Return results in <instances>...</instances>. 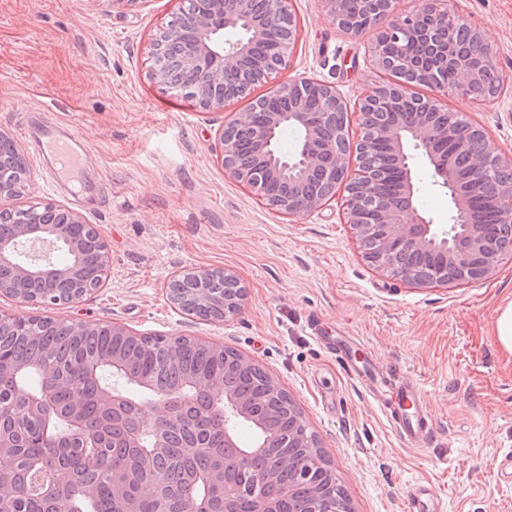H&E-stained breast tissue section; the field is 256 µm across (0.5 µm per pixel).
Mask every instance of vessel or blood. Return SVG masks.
I'll return each mask as SVG.
<instances>
[{"mask_svg": "<svg viewBox=\"0 0 512 512\" xmlns=\"http://www.w3.org/2000/svg\"><path fill=\"white\" fill-rule=\"evenodd\" d=\"M25 135L42 155L49 182L56 189L76 191L85 167V150L76 132L68 125L50 123L27 126ZM354 342L351 336L338 340L348 373L363 382L372 396L381 399L387 417L405 440L413 445L425 442L432 433V420L419 381L357 364L351 357ZM407 512L444 509L434 489L421 485L410 494Z\"/></svg>", "mask_w": 512, "mask_h": 512, "instance_id": "b4317fda", "label": "vessel or blood"}]
</instances>
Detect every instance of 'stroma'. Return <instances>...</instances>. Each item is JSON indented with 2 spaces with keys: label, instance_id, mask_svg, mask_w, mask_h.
Returning a JSON list of instances; mask_svg holds the SVG:
<instances>
[{
  "label": "stroma",
  "instance_id": "35a3bbf8",
  "mask_svg": "<svg viewBox=\"0 0 512 512\" xmlns=\"http://www.w3.org/2000/svg\"><path fill=\"white\" fill-rule=\"evenodd\" d=\"M489 42L500 89L485 101L448 92L503 155H512V0H444ZM179 0L138 11L107 0H0V130L24 142L34 119L71 125L83 139L97 192L76 200L47 186L43 162L24 206L55 200L95 224L112 256L108 282L83 301L46 310L0 297L22 317L119 323L143 336L221 344L275 377L294 399L339 478L353 512H405L431 485L445 512H512L499 456L512 450V353L497 342L512 301V257L493 276L414 289L364 259L346 222L345 187L321 210L288 216L228 176L215 145L224 114L199 108L152 73L146 44ZM293 54L273 82L308 76L333 83L349 109L346 135H361L355 107L387 81L374 60L375 31L338 27L322 0H291ZM233 271L244 289L224 321L176 311L172 273ZM359 339L358 356L419 379L433 421L422 446L404 440L381 405L310 335Z\"/></svg>",
  "mask_w": 512,
  "mask_h": 512
}]
</instances>
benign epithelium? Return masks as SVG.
<instances>
[{"label":"benign epithelium","instance_id":"7a95c632","mask_svg":"<svg viewBox=\"0 0 512 512\" xmlns=\"http://www.w3.org/2000/svg\"><path fill=\"white\" fill-rule=\"evenodd\" d=\"M249 0H197L193 32L177 35L178 19H173L153 35L148 54L156 70L155 75L177 89L166 64L159 58L157 46L163 39H173L182 58L185 72L193 76L195 100L205 110H222L233 98L223 92L235 80L237 71L247 62L253 45L269 39L279 26L295 24L290 0H268L264 20L254 21L247 13ZM385 7L375 14L369 29L378 31L373 54L379 67H388L387 58L392 47L399 48L401 64L417 70L421 82L433 91L429 97H414L409 87L395 82L377 84L359 102L360 125L373 120L370 106L386 99L393 112L379 128V138L385 140L387 154L401 173V180L392 192L381 189V181L374 174L367 159L372 143L350 146L348 140L336 137V126H325L310 117L307 103L316 97L326 114L345 117L346 105L336 86L311 77H298L279 83L269 91L276 98L288 99L286 112H269L263 124L253 122L251 112H227L224 126L218 134V157L225 172L247 188L260 200L270 201L268 188L288 181L297 187V194L282 206L284 214L314 212L345 184L347 223L351 224L360 240L373 242L367 260L382 274L399 279L414 288L447 287L467 281L485 279L494 274L501 260L512 255V235L492 236L485 225L476 222L471 213L469 194L460 189L464 180L482 192L495 196L505 222L512 223V185L499 183L490 177L491 163L512 166V156L501 155L488 136H483V151L474 155L473 131L477 127L463 112L454 113L455 122L437 120L441 110L439 97L452 88L473 100L484 98L479 82L486 77L491 50L484 33L447 9H441L434 0L426 6L405 14L395 11L394 0H384ZM468 31L473 41L461 55L448 53V40L457 30ZM293 123L302 131V140L293 155H275L274 143L284 123ZM242 127L253 129L256 145L262 155V175L250 173L237 162L235 137ZM442 141L454 144L456 152L470 157L469 166L458 173L441 158L437 145ZM356 152L357 166L349 169L351 152ZM421 155L428 164L433 185L448 192L450 209L448 224H435L416 205L418 187L413 167L414 154ZM32 165L22 147L5 131L0 130V202L18 196L30 186ZM0 224H11L13 229L0 234V269L9 268L8 278L0 276V296L35 305L51 307L61 303H75L96 292L107 281L111 268L108 245L95 225L87 222L78 211L55 201H41L21 208L0 207ZM65 250L72 259L60 264L50 253L33 250L35 246ZM410 250L437 257L440 265L434 275L407 274L400 270L397 256ZM222 282L225 287L212 289L209 284ZM236 275L224 268H192L176 273L170 280L169 299L172 305L193 314L201 304L211 307V319L222 321L237 313L240 294ZM52 322L45 317L23 318L0 312V325L13 323L22 328ZM123 358L112 354L113 387L102 392L103 404L114 410L127 407V398L119 388ZM41 390H24L15 395L20 411L37 415L45 422L52 419V401L49 387L54 375L44 373ZM190 387L211 397L224 413V447L238 449L234 466L239 470L251 467L268 447L269 431L251 412L249 402L224 389L217 379L200 376ZM151 400L163 402L164 410L150 419L142 416L145 403L131 400L140 429L154 434L153 448L167 447L166 431L177 421L174 409L181 397L167 394L153 395ZM292 417L301 431L296 447L309 459L325 460L315 435L298 409ZM71 438L84 432L79 407L65 413ZM249 423L261 433L251 448L240 442L239 428ZM203 481L209 489L224 495V512H236V504L243 493L229 469L221 474L203 478L193 476L189 482ZM252 512H279L278 500L268 492L252 490Z\"/></svg>","mask_w":512,"mask_h":512}]
</instances>
